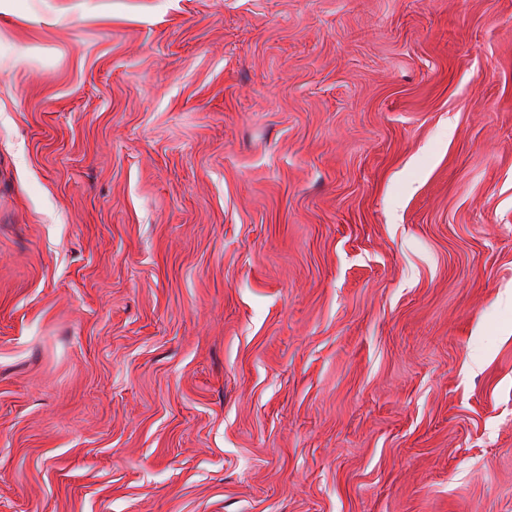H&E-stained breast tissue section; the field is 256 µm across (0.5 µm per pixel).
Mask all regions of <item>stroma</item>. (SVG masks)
I'll use <instances>...</instances> for the list:
<instances>
[{
  "label": "stroma",
  "mask_w": 512,
  "mask_h": 512,
  "mask_svg": "<svg viewBox=\"0 0 512 512\" xmlns=\"http://www.w3.org/2000/svg\"><path fill=\"white\" fill-rule=\"evenodd\" d=\"M0 512H512V0H0Z\"/></svg>",
  "instance_id": "stroma-1"
}]
</instances>
